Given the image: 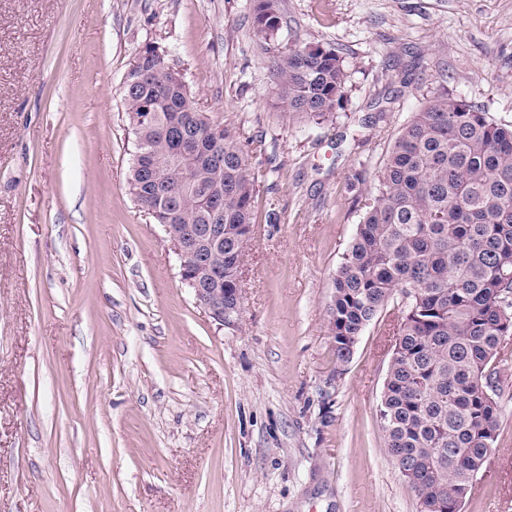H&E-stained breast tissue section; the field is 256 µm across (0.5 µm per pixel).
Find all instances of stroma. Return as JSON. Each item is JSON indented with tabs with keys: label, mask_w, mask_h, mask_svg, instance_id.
<instances>
[{
	"label": "stroma",
	"mask_w": 512,
	"mask_h": 512,
	"mask_svg": "<svg viewBox=\"0 0 512 512\" xmlns=\"http://www.w3.org/2000/svg\"><path fill=\"white\" fill-rule=\"evenodd\" d=\"M282 5L272 50L344 58L336 119L276 108L250 0H0V512H418L377 418L398 318L340 363L327 306L355 177L424 99L512 121V0ZM147 43L263 173L232 326L129 190L123 81ZM499 388L463 512L512 497V361Z\"/></svg>",
	"instance_id": "obj_1"
}]
</instances>
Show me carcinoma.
<instances>
[{"instance_id": "cac0c4a2", "label": "carcinoma", "mask_w": 512, "mask_h": 512, "mask_svg": "<svg viewBox=\"0 0 512 512\" xmlns=\"http://www.w3.org/2000/svg\"><path fill=\"white\" fill-rule=\"evenodd\" d=\"M282 0H253L256 35L271 45ZM277 108L320 125L348 97L343 57L302 45L272 54ZM123 91L135 137L134 158L162 163L178 152L166 120L198 111L164 57L137 53ZM198 136L224 156L219 180L189 169L163 171L165 194L140 204L158 220L190 227L200 199L182 195L183 179L224 186V256L244 263L254 224L256 186L242 142L203 121ZM328 328L336 361L346 362L367 326L389 305L400 313L377 409L384 447L420 512H462L497 439V364L512 335V123L493 119L447 87L425 99L402 129L365 199L362 220L333 280Z\"/></svg>"}]
</instances>
